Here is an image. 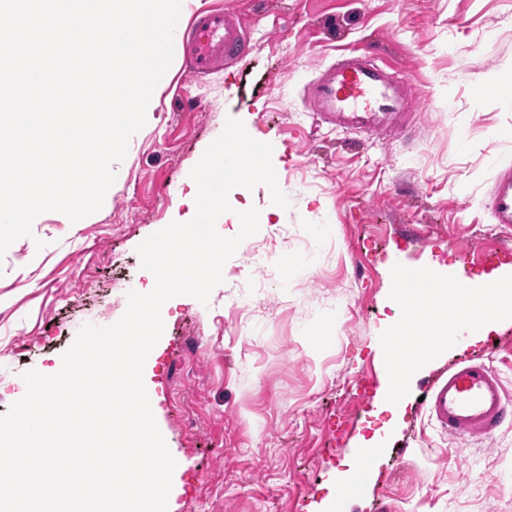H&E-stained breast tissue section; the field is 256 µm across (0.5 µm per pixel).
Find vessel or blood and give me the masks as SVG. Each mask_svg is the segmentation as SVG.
<instances>
[{"instance_id": "vessel-or-blood-1", "label": "vessel or blood", "mask_w": 512, "mask_h": 512, "mask_svg": "<svg viewBox=\"0 0 512 512\" xmlns=\"http://www.w3.org/2000/svg\"><path fill=\"white\" fill-rule=\"evenodd\" d=\"M178 34L181 69L197 80L233 68L251 51L248 28L220 6L193 15ZM305 100L317 125L346 133L411 125L401 79L366 49L345 52L319 70L305 86ZM490 211L496 230L512 231V163L495 168ZM423 409L439 433L485 440L512 421V396L490 359L467 358L427 385Z\"/></svg>"}]
</instances>
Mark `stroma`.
Segmentation results:
<instances>
[{"mask_svg":"<svg viewBox=\"0 0 512 512\" xmlns=\"http://www.w3.org/2000/svg\"><path fill=\"white\" fill-rule=\"evenodd\" d=\"M254 31L248 59L196 82L172 61L153 125L134 134L107 206L78 222L44 213L0 257V414L23 372L47 373L87 321L108 326L143 277L137 246L193 208L190 176L227 118L273 147L290 209L266 186L233 189L234 210L264 213L223 269L208 303L168 300L164 332L145 363L151 408L178 464L168 512H326L361 441L385 427L387 447L360 475L342 512H512V427L482 442L448 440L419 404L426 384L491 351L512 392V319L421 368L406 406L381 407L385 364L374 338L393 310L395 264L462 263L496 237L489 194L496 162H512V0H184L215 4ZM376 48L407 82L415 129L352 135L316 126L305 84L343 49ZM199 99L187 110L175 90ZM415 225L420 238L403 236ZM258 246L277 275L261 294ZM333 335L312 344L324 322ZM370 371L368 397L349 386ZM349 417L345 435L325 424Z\"/></svg>","mask_w":512,"mask_h":512,"instance_id":"1","label":"stroma"}]
</instances>
